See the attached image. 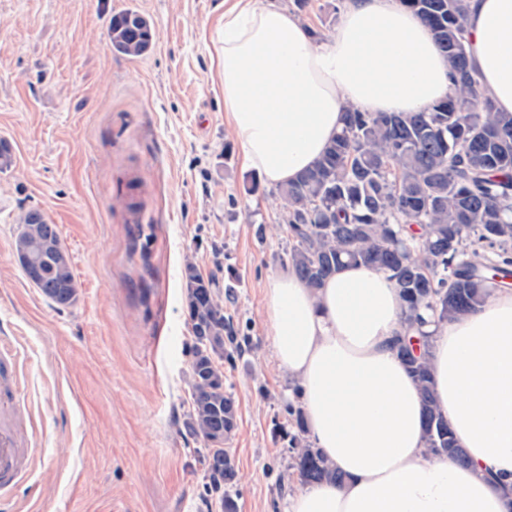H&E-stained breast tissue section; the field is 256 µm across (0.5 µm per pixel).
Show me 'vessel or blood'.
Instances as JSON below:
<instances>
[{
    "instance_id": "obj_1",
    "label": "vessel or blood",
    "mask_w": 512,
    "mask_h": 512,
    "mask_svg": "<svg viewBox=\"0 0 512 512\" xmlns=\"http://www.w3.org/2000/svg\"><path fill=\"white\" fill-rule=\"evenodd\" d=\"M20 410L16 360L0 355V488L14 487L28 472V431Z\"/></svg>"
}]
</instances>
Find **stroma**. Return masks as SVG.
I'll return each instance as SVG.
<instances>
[{"mask_svg":"<svg viewBox=\"0 0 512 512\" xmlns=\"http://www.w3.org/2000/svg\"><path fill=\"white\" fill-rule=\"evenodd\" d=\"M153 27L143 57L113 52V15ZM224 0H0V336L35 421L11 512H217L192 408L186 262L213 280L231 337L224 443L237 512H282L295 385L268 336L264 289L290 244L276 189L241 163L217 52ZM56 224L78 286L57 310L14 256L16 218Z\"/></svg>","mask_w":512,"mask_h":512,"instance_id":"obj_1","label":"stroma"}]
</instances>
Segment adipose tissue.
<instances>
[{
    "label": "adipose tissue",
    "mask_w": 512,
    "mask_h": 512,
    "mask_svg": "<svg viewBox=\"0 0 512 512\" xmlns=\"http://www.w3.org/2000/svg\"><path fill=\"white\" fill-rule=\"evenodd\" d=\"M225 2L224 117L267 186L311 168L348 107L415 112L452 92L449 60L404 0H347L326 37L272 0ZM466 5L472 73L512 113V0ZM264 309L308 434L345 476L289 494L284 512H512V287L487 285L476 310L431 328L438 406L465 467L426 449L420 397L392 345L403 301L383 272L348 264L314 290L288 266Z\"/></svg>",
    "instance_id": "obj_1"
}]
</instances>
